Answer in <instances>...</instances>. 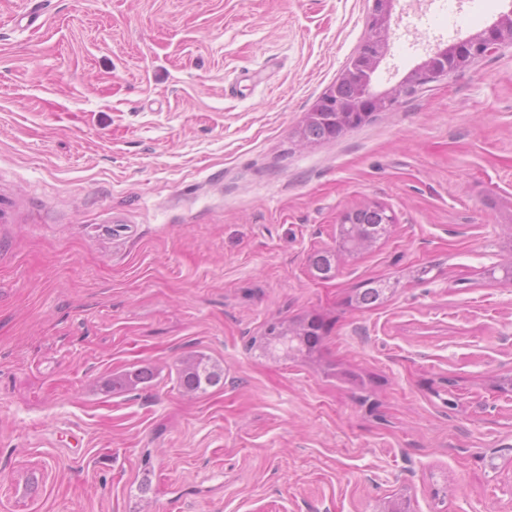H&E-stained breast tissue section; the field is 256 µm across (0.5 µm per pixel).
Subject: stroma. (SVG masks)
Masks as SVG:
<instances>
[{
    "label": "stroma",
    "mask_w": 512,
    "mask_h": 512,
    "mask_svg": "<svg viewBox=\"0 0 512 512\" xmlns=\"http://www.w3.org/2000/svg\"><path fill=\"white\" fill-rule=\"evenodd\" d=\"M457 2L396 0L374 90L512 8ZM370 6L0 0V512H512V45L303 146ZM370 204L386 237L315 278ZM311 315L318 360L250 349ZM391 286L379 280H367L363 282L354 296L355 304L363 309H372L380 306L385 301ZM197 358L196 367L187 372H180L179 385L183 391H190L193 394H203L210 388L224 384V370L210 364L203 355H194ZM155 376L154 369L150 366L132 367L124 372L104 379L99 387L105 393L113 391H127L128 388H139L149 383Z\"/></svg>",
    "instance_id": "stroma-1"
}]
</instances>
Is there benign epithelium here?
Instances as JSON below:
<instances>
[{
	"instance_id": "7a95c632",
	"label": "benign epithelium",
	"mask_w": 512,
	"mask_h": 512,
	"mask_svg": "<svg viewBox=\"0 0 512 512\" xmlns=\"http://www.w3.org/2000/svg\"><path fill=\"white\" fill-rule=\"evenodd\" d=\"M395 0H372L367 34L337 78V82L360 80L357 100L345 105L336 98L334 88L326 90L318 105L307 113L305 122L314 121L322 112H332L338 127L346 131L356 123H366L379 112H390L398 99L428 83L444 79L449 73L470 66L474 60L493 52L502 44H512V8L500 14L496 22L466 40L437 48L420 66L412 70L389 91L371 90L372 77L383 59L391 27Z\"/></svg>"
}]
</instances>
